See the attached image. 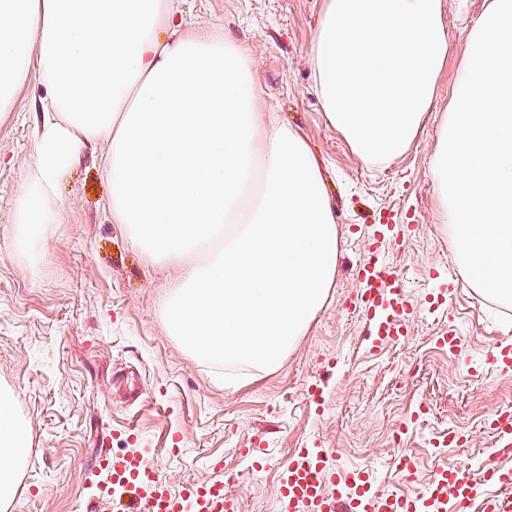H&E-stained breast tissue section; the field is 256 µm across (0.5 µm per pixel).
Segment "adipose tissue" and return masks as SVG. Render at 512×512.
Instances as JSON below:
<instances>
[{"label":"adipose tissue","instance_id":"adipose-tissue-1","mask_svg":"<svg viewBox=\"0 0 512 512\" xmlns=\"http://www.w3.org/2000/svg\"><path fill=\"white\" fill-rule=\"evenodd\" d=\"M176 11V0H0V112L30 75L47 89L15 221L44 239L61 173L108 140L113 223L156 263H180L171 333L203 360L268 370L333 284L332 205L306 140L263 120L247 48L182 29ZM447 57L442 0H325L315 90L328 122L379 165L418 135ZM29 439L0 390V512Z\"/></svg>","mask_w":512,"mask_h":512}]
</instances>
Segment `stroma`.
I'll return each mask as SVG.
<instances>
[{
    "instance_id": "stroma-1",
    "label": "stroma",
    "mask_w": 512,
    "mask_h": 512,
    "mask_svg": "<svg viewBox=\"0 0 512 512\" xmlns=\"http://www.w3.org/2000/svg\"><path fill=\"white\" fill-rule=\"evenodd\" d=\"M490 0H443L448 61L436 100L410 147L365 164L324 116L312 53L324 0H178L189 28L247 45L264 106L298 131L321 163L340 238L334 286L303 336L264 372L195 357L164 321L176 267L153 262L113 223L103 172L107 141L85 147L58 182L56 222L44 247L21 243L15 214L36 160L34 129L45 89L30 77L0 112V389L12 391L31 431L9 512H106L102 450L131 447L136 425L171 489L234 474L241 512H275L280 467L296 449H329L343 471L361 469L383 490L424 492L443 467L512 470L491 421L512 411V372L490 355L512 346V306L472 288L452 259L437 214L429 159L466 55V37ZM394 212L413 225L385 258L402 270L416 305L407 339L369 354L347 308L371 226ZM445 304L430 311V294ZM456 330L448 352L433 338ZM320 388L319 402L308 391ZM459 444L445 442L448 432ZM262 442L257 468L241 448ZM415 460L401 483L391 462Z\"/></svg>"
}]
</instances>
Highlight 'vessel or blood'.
<instances>
[{
  "mask_svg": "<svg viewBox=\"0 0 512 512\" xmlns=\"http://www.w3.org/2000/svg\"><path fill=\"white\" fill-rule=\"evenodd\" d=\"M396 231L388 222L375 225L373 249L355 270L359 289L353 310L363 322L365 346L374 355L405 340L415 314L402 272L380 254L381 245ZM158 454L155 448L101 454L98 464L108 478L104 498L125 496L127 512H241L225 479L171 492L154 463ZM491 486L511 488L512 478L491 466L476 474L442 469L424 494H393L373 489L365 471L339 476L327 449L302 448L281 471L275 512H447L449 503H471Z\"/></svg>",
  "mask_w": 512,
  "mask_h": 512,
  "instance_id": "1",
  "label": "vessel or blood"
}]
</instances>
